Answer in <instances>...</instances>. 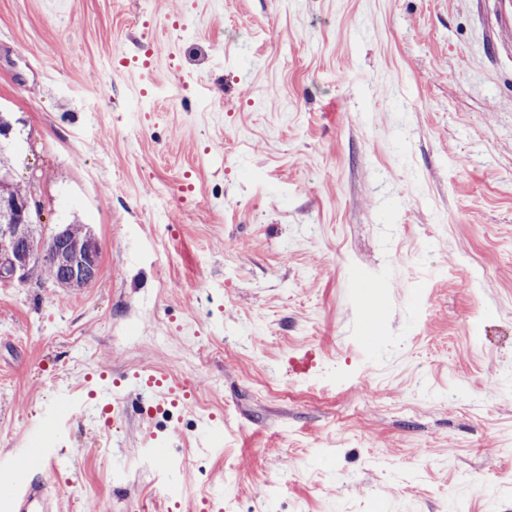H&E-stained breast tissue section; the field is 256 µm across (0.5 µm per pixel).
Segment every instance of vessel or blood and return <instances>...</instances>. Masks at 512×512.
<instances>
[{
	"label": "vessel or blood",
	"mask_w": 512,
	"mask_h": 512,
	"mask_svg": "<svg viewBox=\"0 0 512 512\" xmlns=\"http://www.w3.org/2000/svg\"><path fill=\"white\" fill-rule=\"evenodd\" d=\"M175 393L174 387L163 386L152 376L137 396L128 397L127 403L147 411L162 410L172 403ZM58 427V416L42 418L32 438L0 455V512H53L45 477L62 468L63 457L47 433Z\"/></svg>",
	"instance_id": "vessel-or-blood-1"
}]
</instances>
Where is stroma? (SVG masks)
I'll return each mask as SVG.
<instances>
[{
	"label": "stroma",
	"mask_w": 512,
	"mask_h": 512,
	"mask_svg": "<svg viewBox=\"0 0 512 512\" xmlns=\"http://www.w3.org/2000/svg\"><path fill=\"white\" fill-rule=\"evenodd\" d=\"M0 111L100 247L0 285V451L59 405L61 512H512V0H0ZM149 371L205 410L96 426Z\"/></svg>",
	"instance_id": "stroma-1"
}]
</instances>
